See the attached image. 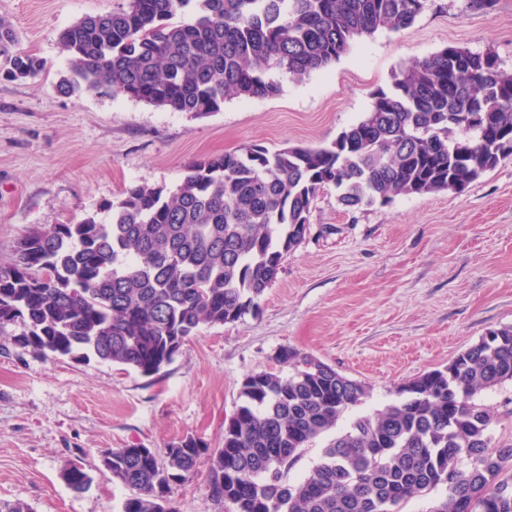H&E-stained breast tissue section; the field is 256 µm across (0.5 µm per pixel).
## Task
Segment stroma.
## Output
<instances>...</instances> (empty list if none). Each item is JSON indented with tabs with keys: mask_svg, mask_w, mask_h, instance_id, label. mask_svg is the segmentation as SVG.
Segmentation results:
<instances>
[{
	"mask_svg": "<svg viewBox=\"0 0 512 512\" xmlns=\"http://www.w3.org/2000/svg\"><path fill=\"white\" fill-rule=\"evenodd\" d=\"M124 0H0L23 50L45 61L36 78L0 80V263L46 224L107 220L102 204L129 187L175 188L188 162L262 146L327 145L369 111L400 67L446 47L493 54L512 70V0H430L404 31L356 41L326 70L283 80L273 98L233 100L197 116L79 90L64 94L69 62L58 34ZM512 325V160L463 192L400 196L349 209L318 196L310 231L289 252L257 310L202 326L160 374L90 358L53 359L0 332V500L33 512H122L127 489L100 466L130 445L164 450L186 437L221 447L242 379L288 372L291 348L365 382L368 395L339 420L399 401L409 380L442 369L489 330ZM495 443L512 444V384L486 392ZM90 488L72 491L65 462ZM208 458L173 484L180 512H222L209 494ZM61 477L67 486L75 491L82 492L90 484L91 478L84 468L74 462H69L63 465L61 469Z\"/></svg>",
	"mask_w": 512,
	"mask_h": 512,
	"instance_id": "stroma-1",
	"label": "stroma"
}]
</instances>
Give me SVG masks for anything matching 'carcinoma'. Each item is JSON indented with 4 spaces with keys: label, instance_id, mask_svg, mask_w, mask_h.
<instances>
[{
    "label": "carcinoma",
    "instance_id": "obj_1",
    "mask_svg": "<svg viewBox=\"0 0 512 512\" xmlns=\"http://www.w3.org/2000/svg\"><path fill=\"white\" fill-rule=\"evenodd\" d=\"M429 0H125L59 33L83 87L207 115L242 96L274 97L279 77L323 70L353 42L404 30ZM186 21H175L181 12ZM44 61L21 49L0 17V78L36 76ZM370 111L327 146L250 147L189 163L175 190L127 188L75 224L32 230L25 259L0 264V330L45 357L92 355L158 374L204 324L258 307L285 256L310 231L319 193L349 208L400 195L460 193L512 158V73L490 53L446 47L415 59L377 90ZM286 376L252 373L224 426L222 447L189 437L158 453L114 448L101 465L128 491L123 512H179L171 485L209 458L211 498L229 512H391L444 487L430 512H512V445L492 442L485 390L512 382V325L489 330L404 398L357 418L321 449L297 482L302 450L367 396L365 383L295 349ZM67 486L91 478L63 465Z\"/></svg>",
    "mask_w": 512,
    "mask_h": 512
}]
</instances>
